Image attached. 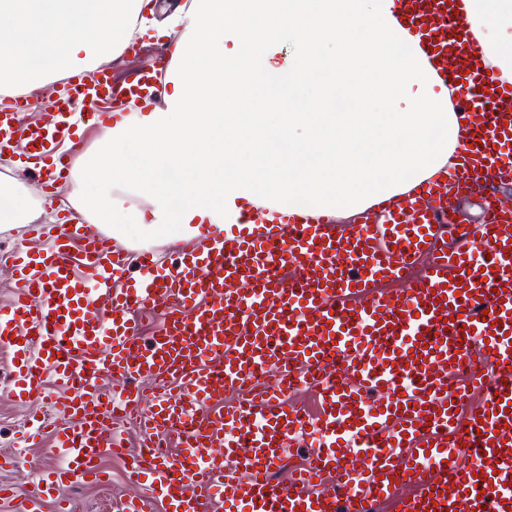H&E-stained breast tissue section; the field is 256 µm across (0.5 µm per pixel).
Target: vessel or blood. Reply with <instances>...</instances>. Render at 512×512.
<instances>
[{"label":"vessel or blood","instance_id":"1","mask_svg":"<svg viewBox=\"0 0 512 512\" xmlns=\"http://www.w3.org/2000/svg\"><path fill=\"white\" fill-rule=\"evenodd\" d=\"M401 2L463 90L452 180L352 224L252 204L168 265L63 216L45 248L9 256L14 295L0 306L12 399L33 402L50 378L66 391L58 417L39 421L61 463L23 487L0 482L1 502L73 512L62 488L103 481L101 460L116 457L137 489L119 512H512V209L490 196L484 223L465 224L447 192L512 178V84L479 66L457 0ZM170 66L163 52L124 82L72 75L50 125L24 121L28 97L0 101V152L23 141L53 198L72 159L63 144L147 101ZM156 309L142 342L136 316ZM106 378L124 385L104 391ZM144 380L160 387L152 398ZM303 388L315 416L290 402ZM314 433L305 464L276 480L286 449Z\"/></svg>","mask_w":512,"mask_h":512}]
</instances>
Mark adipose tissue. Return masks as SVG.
<instances>
[{"instance_id":"adipose-tissue-1","label":"adipose tissue","mask_w":512,"mask_h":512,"mask_svg":"<svg viewBox=\"0 0 512 512\" xmlns=\"http://www.w3.org/2000/svg\"><path fill=\"white\" fill-rule=\"evenodd\" d=\"M463 23L512 82V0H463ZM137 41L172 51L159 98L72 171L75 210L114 234L219 233L235 201L263 198L346 223L465 141L399 0H0V89L95 70Z\"/></svg>"}]
</instances>
